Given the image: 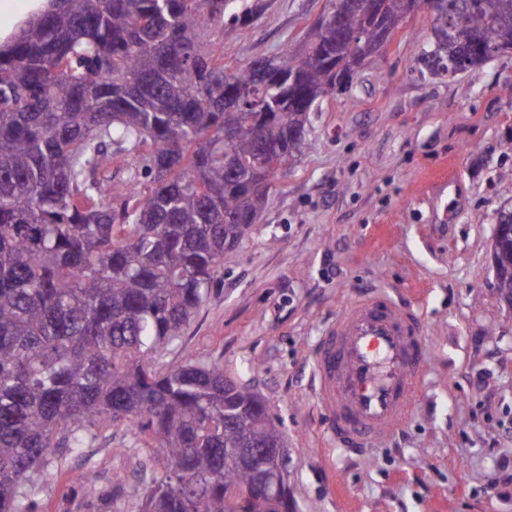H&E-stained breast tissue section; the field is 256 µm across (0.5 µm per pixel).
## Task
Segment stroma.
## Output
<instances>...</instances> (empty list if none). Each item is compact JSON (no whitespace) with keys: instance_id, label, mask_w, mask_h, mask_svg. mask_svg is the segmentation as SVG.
<instances>
[{"instance_id":"obj_1","label":"stroma","mask_w":512,"mask_h":512,"mask_svg":"<svg viewBox=\"0 0 512 512\" xmlns=\"http://www.w3.org/2000/svg\"><path fill=\"white\" fill-rule=\"evenodd\" d=\"M329 0H266L225 23L224 65L296 49ZM433 18L403 23L352 87L310 114L308 149L160 365L220 363L257 391L291 450L294 512H512V310L493 288V225L512 207V51L448 77L421 64ZM396 290L425 324L414 412L351 455L325 436L312 350L347 300ZM136 432L101 433L40 485L37 512H110L133 492ZM123 473V483L112 477Z\"/></svg>"}]
</instances>
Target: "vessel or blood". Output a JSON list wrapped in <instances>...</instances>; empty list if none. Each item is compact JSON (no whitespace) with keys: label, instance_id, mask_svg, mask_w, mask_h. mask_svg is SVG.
<instances>
[{"label":"vessel or blood","instance_id":"obj_1","mask_svg":"<svg viewBox=\"0 0 512 512\" xmlns=\"http://www.w3.org/2000/svg\"><path fill=\"white\" fill-rule=\"evenodd\" d=\"M424 347L422 321L390 293L345 304L313 352L319 414L338 443L359 452L397 432L414 407Z\"/></svg>","mask_w":512,"mask_h":512}]
</instances>
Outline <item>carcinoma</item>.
Here are the masks:
<instances>
[{
	"instance_id": "1",
	"label": "carcinoma",
	"mask_w": 512,
	"mask_h": 512,
	"mask_svg": "<svg viewBox=\"0 0 512 512\" xmlns=\"http://www.w3.org/2000/svg\"><path fill=\"white\" fill-rule=\"evenodd\" d=\"M229 2L48 0L0 43V512H33L35 476L116 426L145 450L130 512H234L231 493L261 480L235 450L284 434L222 365L157 358L260 219L261 172L298 161L337 70L378 55L379 24L400 27L417 0H381L378 23L363 4L352 39L327 23L226 70ZM454 2L465 22L425 61L471 70L512 49V0ZM261 13L254 0L230 20ZM496 253L512 298V239Z\"/></svg>"
}]
</instances>
